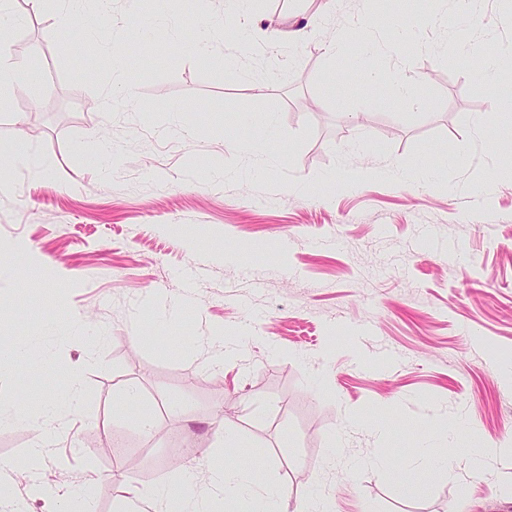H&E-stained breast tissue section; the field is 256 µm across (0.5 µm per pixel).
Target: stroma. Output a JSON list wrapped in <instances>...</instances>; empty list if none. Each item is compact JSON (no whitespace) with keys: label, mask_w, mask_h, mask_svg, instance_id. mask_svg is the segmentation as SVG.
<instances>
[{"label":"stroma","mask_w":512,"mask_h":512,"mask_svg":"<svg viewBox=\"0 0 512 512\" xmlns=\"http://www.w3.org/2000/svg\"><path fill=\"white\" fill-rule=\"evenodd\" d=\"M15 9L12 55L42 78L7 93L0 132L48 172L0 157V259L18 283L0 336L26 352L0 365V404L72 369L82 394L0 422V488L53 512L89 484L95 512H128L114 467L137 487L187 470L200 490L231 430L246 445L230 463L284 487L287 512L317 497L333 512H512V139L474 72L512 46V0L461 18L432 0H254L245 46L228 0H178V44L148 55L132 21L151 23L153 0H112L101 23L127 82L110 111L111 57L54 31L46 2ZM204 22L224 27L205 59ZM374 25L416 34L390 56L352 35ZM456 29L467 40L443 52ZM182 124L197 136L168 135ZM267 126L262 167L248 147ZM222 334L236 342L219 365ZM130 386L140 404L121 401ZM43 437L41 467H19ZM426 438L458 447L452 474L425 469ZM486 440L502 452L471 478ZM9 164L16 171H25L39 177L47 171L39 153L31 145L12 147L9 151Z\"/></svg>","instance_id":"obj_1"}]
</instances>
